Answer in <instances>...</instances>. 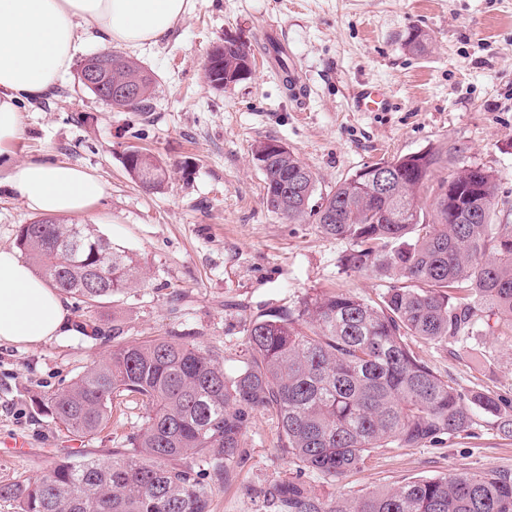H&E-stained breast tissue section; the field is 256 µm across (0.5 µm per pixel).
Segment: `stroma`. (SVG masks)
Here are the masks:
<instances>
[{
    "instance_id": "obj_1",
    "label": "stroma",
    "mask_w": 512,
    "mask_h": 512,
    "mask_svg": "<svg viewBox=\"0 0 512 512\" xmlns=\"http://www.w3.org/2000/svg\"><path fill=\"white\" fill-rule=\"evenodd\" d=\"M266 27L274 43L259 40ZM416 32L427 38L420 51L406 43ZM228 35L246 44L252 67L218 90L204 66ZM278 46L283 55H275ZM102 48L82 39L73 69L23 107V135L0 160V250H16L20 225L36 218L7 183L13 166L68 162L106 188L83 223L136 256L144 281L95 307L71 300L69 329L46 342H0V441L27 442L24 455L0 454L2 483L38 477L57 460L107 462L128 448L147 414L139 399H115L108 422L88 436L38 406L115 345L176 336L218 351L231 374L248 356L251 318L321 293L379 301L386 278L342 269L348 241L326 235L314 219L291 223L268 211L252 162L258 142L275 139L296 153L315 177L316 205L364 165L453 146L459 161L492 172L493 221L512 224V0H196L159 42L122 49L153 76L143 112L112 110L79 83L77 66ZM287 68L303 94L286 89ZM366 85L380 88L389 106L358 111ZM128 145L165 163L160 189L129 177ZM482 343L480 373L449 348L416 339L411 346L454 387L489 393L512 413V327L487 331ZM451 470L511 474L512 437L481 414L470 433L422 448L375 449L337 480L299 470L278 449L274 416L261 411L248 425L242 460L213 494L212 512H277L272 493L288 479L331 502Z\"/></svg>"
}]
</instances>
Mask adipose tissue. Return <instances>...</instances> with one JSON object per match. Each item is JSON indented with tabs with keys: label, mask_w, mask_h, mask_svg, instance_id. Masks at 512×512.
<instances>
[{
	"label": "adipose tissue",
	"mask_w": 512,
	"mask_h": 512,
	"mask_svg": "<svg viewBox=\"0 0 512 512\" xmlns=\"http://www.w3.org/2000/svg\"><path fill=\"white\" fill-rule=\"evenodd\" d=\"M193 0H0V153L23 132L19 106L45 95L69 71L82 35L120 45L154 42L187 15ZM12 188L46 217L87 213L103 183L67 163L14 166ZM63 298L14 252L0 250V341L36 345L61 335Z\"/></svg>",
	"instance_id": "1"
}]
</instances>
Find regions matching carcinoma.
Segmentation results:
<instances>
[{"label": "carcinoma", "mask_w": 512, "mask_h": 512, "mask_svg": "<svg viewBox=\"0 0 512 512\" xmlns=\"http://www.w3.org/2000/svg\"><path fill=\"white\" fill-rule=\"evenodd\" d=\"M250 58L244 44L224 45V74ZM132 86L138 101L112 95L114 109L146 111L151 73L119 55L107 77ZM257 144L252 159L264 175L265 203L293 222L308 214L292 181L312 198L315 180L288 147ZM452 166L454 208L422 201L436 166ZM387 195L375 196L356 172L326 194L315 211L327 235L351 248L347 272L375 269L390 280L379 302L332 292L307 296L292 308L249 322L248 358L231 377L216 355L164 336L113 347L68 388L41 401L52 420L80 434L108 421L112 401L134 396L147 408L129 438L131 448L107 463L60 460L34 479L0 483V499L15 512H211L212 491L195 470L206 465L216 482L242 459L253 414L277 420L280 450L302 467L340 479L376 448H416L444 435L467 433L476 413L496 418L512 437V417L487 393H464L416 357L410 336L439 346L472 371L486 358L480 342L494 317L512 322V224H492L493 175L461 164L454 147H430L387 161ZM145 188L159 189L167 169L151 153L127 169ZM18 246L58 292L96 305L142 283L138 260L112 248L90 224L41 217L19 228ZM278 512H512V474L488 471L415 479L351 501L324 502L299 481L279 484Z\"/></svg>", "instance_id": "obj_1"}]
</instances>
